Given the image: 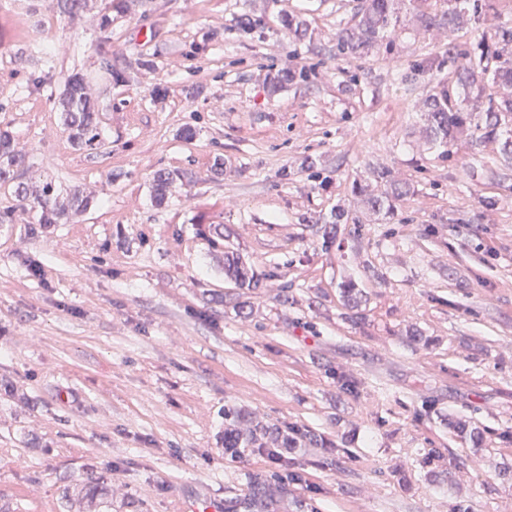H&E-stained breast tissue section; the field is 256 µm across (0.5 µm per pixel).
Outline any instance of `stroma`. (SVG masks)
<instances>
[{"label": "stroma", "instance_id": "35a3bbf8", "mask_svg": "<svg viewBox=\"0 0 512 512\" xmlns=\"http://www.w3.org/2000/svg\"><path fill=\"white\" fill-rule=\"evenodd\" d=\"M107 4L0 0L21 179L90 201L46 229L0 189V512H242L257 476L271 512H512V179L421 110L512 0L452 30L408 2L356 57L354 0H127L106 70ZM76 72L95 150L61 120Z\"/></svg>", "mask_w": 512, "mask_h": 512}]
</instances>
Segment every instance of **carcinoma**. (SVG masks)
<instances>
[{
  "instance_id": "carcinoma-1",
  "label": "carcinoma",
  "mask_w": 512,
  "mask_h": 512,
  "mask_svg": "<svg viewBox=\"0 0 512 512\" xmlns=\"http://www.w3.org/2000/svg\"><path fill=\"white\" fill-rule=\"evenodd\" d=\"M357 22L336 33V48L345 56H354L369 46L386 40L393 42L401 0H357ZM451 7L440 20L453 29L466 21L478 22L492 9V0H448ZM125 0H111L101 16L100 30L104 37L100 52H106L110 42L112 10L123 8ZM462 59L456 70L452 91L445 89L429 95L423 102L427 112L430 141L440 147L447 146L461 134L476 136V141L501 139V150L512 156V97L496 99L488 89L494 86L512 88V26L497 27L495 40L479 43L475 48L458 53ZM63 120L72 131L73 143L94 150L103 142L99 127L97 105L85 92L82 74H72L61 101ZM25 156L14 146L13 137L0 129V187L9 186L34 224H64L70 213L87 209L88 199L77 190L70 192L68 203L57 202L58 193L52 183H45L38 191H29L20 181V169ZM248 512H267L262 496V480L252 481Z\"/></svg>"
}]
</instances>
